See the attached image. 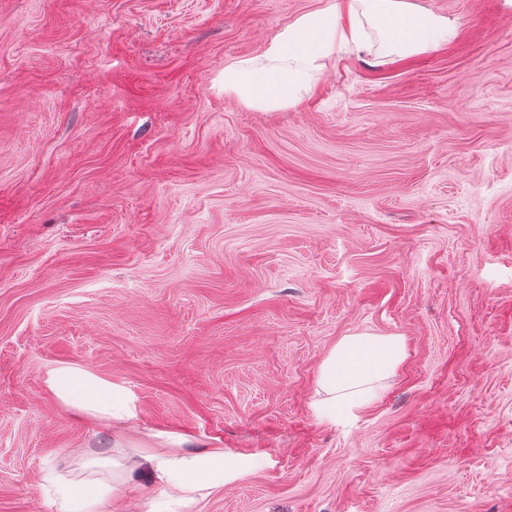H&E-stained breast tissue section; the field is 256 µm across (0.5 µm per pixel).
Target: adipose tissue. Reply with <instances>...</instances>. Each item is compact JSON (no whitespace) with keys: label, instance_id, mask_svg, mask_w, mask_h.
<instances>
[{"label":"adipose tissue","instance_id":"adipose-tissue-1","mask_svg":"<svg viewBox=\"0 0 512 512\" xmlns=\"http://www.w3.org/2000/svg\"><path fill=\"white\" fill-rule=\"evenodd\" d=\"M458 23L421 9L412 0H333L278 31L256 58L224 69V91L249 107L284 105L304 86L324 56L380 50L410 57L448 42ZM378 41H371L370 31ZM408 356L406 339L394 333L356 332L341 337L323 359L311 409L329 423L356 416L380 397ZM45 385L57 402L112 431V448L81 460L82 477L51 470L43 477L48 512H96L116 491L149 474L161 487L158 512H192L213 490L251 470L245 457L220 448L190 452L188 439L158 432L132 440L138 418L135 395L125 386L76 365L51 368Z\"/></svg>","mask_w":512,"mask_h":512}]
</instances>
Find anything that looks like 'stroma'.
Listing matches in <instances>:
<instances>
[{
    "instance_id": "obj_1",
    "label": "stroma",
    "mask_w": 512,
    "mask_h": 512,
    "mask_svg": "<svg viewBox=\"0 0 512 512\" xmlns=\"http://www.w3.org/2000/svg\"><path fill=\"white\" fill-rule=\"evenodd\" d=\"M331 0H0V512L110 435L46 390L130 388L141 433L252 462L194 512H512V7L413 0L455 38L329 55L284 109L224 93ZM408 357L310 409L354 332ZM408 356L406 339L394 333L356 332L341 337L323 359L311 409L336 424L355 417L380 397Z\"/></svg>"
}]
</instances>
